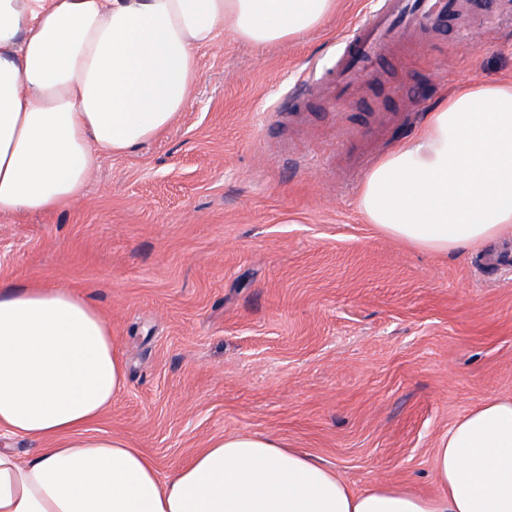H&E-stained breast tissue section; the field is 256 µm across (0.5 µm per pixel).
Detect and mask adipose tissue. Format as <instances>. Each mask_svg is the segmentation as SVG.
I'll list each match as a JSON object with an SVG mask.
<instances>
[{
	"label": "adipose tissue",
	"instance_id": "1",
	"mask_svg": "<svg viewBox=\"0 0 512 512\" xmlns=\"http://www.w3.org/2000/svg\"><path fill=\"white\" fill-rule=\"evenodd\" d=\"M338 0H0V218L71 209L102 156L140 149L193 94L197 49L233 32L299 39ZM357 206L385 235L438 254L512 234V84H463L365 176ZM126 386L99 309L71 288L0 290V512H512V399L458 418L435 450L437 494L352 491L262 433L210 440L160 478L93 424Z\"/></svg>",
	"mask_w": 512,
	"mask_h": 512
}]
</instances>
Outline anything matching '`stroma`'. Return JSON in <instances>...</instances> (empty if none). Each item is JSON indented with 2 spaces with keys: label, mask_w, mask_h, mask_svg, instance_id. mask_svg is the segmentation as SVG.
<instances>
[{
  "label": "stroma",
  "mask_w": 512,
  "mask_h": 512,
  "mask_svg": "<svg viewBox=\"0 0 512 512\" xmlns=\"http://www.w3.org/2000/svg\"><path fill=\"white\" fill-rule=\"evenodd\" d=\"M371 0L302 38L232 32L198 51L194 93L139 150L106 156L75 208L0 219V286L63 285L112 326L125 389L96 422L161 478L209 439L264 433L351 490L437 494L434 452L463 414L512 398V235L439 255L357 207L367 174L457 85L512 82V0H469L391 50L354 96L323 90Z\"/></svg>",
  "instance_id": "35a3bbf8"
}]
</instances>
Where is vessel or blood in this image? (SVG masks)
Returning <instances> with one entry per match:
<instances>
[{"mask_svg":"<svg viewBox=\"0 0 512 512\" xmlns=\"http://www.w3.org/2000/svg\"><path fill=\"white\" fill-rule=\"evenodd\" d=\"M462 10V0H380L349 34L336 61L333 92L354 93L382 51L413 34L439 29L458 19Z\"/></svg>","mask_w":512,"mask_h":512,"instance_id":"obj_1","label":"vessel or blood"}]
</instances>
